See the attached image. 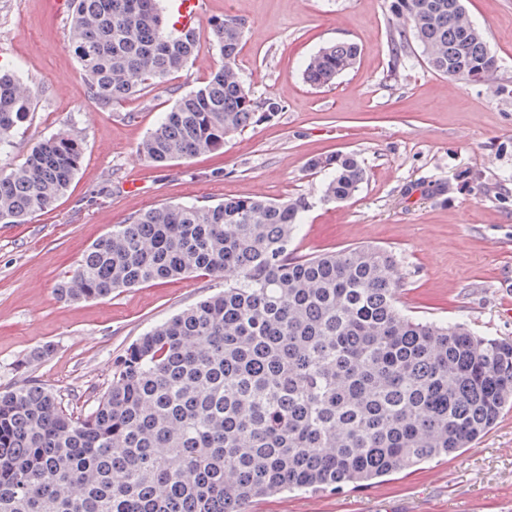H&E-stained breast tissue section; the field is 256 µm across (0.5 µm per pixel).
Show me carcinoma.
Returning <instances> with one entry per match:
<instances>
[{
  "label": "carcinoma",
  "mask_w": 512,
  "mask_h": 512,
  "mask_svg": "<svg viewBox=\"0 0 512 512\" xmlns=\"http://www.w3.org/2000/svg\"><path fill=\"white\" fill-rule=\"evenodd\" d=\"M74 54L103 104L168 81L196 53L161 0H70ZM393 65L414 43L427 67L465 84L496 61L463 0H390ZM224 64L179 97L139 146L162 165L216 151L271 120L236 58L245 24L211 21ZM352 42L321 48L305 79L351 68ZM33 108L28 84L0 73V149ZM83 154L60 130L0 172V223L25 224L67 190ZM323 198L343 202L365 169L355 153ZM305 200L169 203L114 224L57 286L69 301L182 277L224 289L152 326L117 358L93 408L76 416L35 383L0 391V512H247L260 497L323 492L446 459L512 403V340L468 324L409 316L399 260L382 247L297 255Z\"/></svg>",
  "instance_id": "obj_1"
}]
</instances>
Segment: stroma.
<instances>
[{
  "label": "stroma",
  "mask_w": 512,
  "mask_h": 512,
  "mask_svg": "<svg viewBox=\"0 0 512 512\" xmlns=\"http://www.w3.org/2000/svg\"><path fill=\"white\" fill-rule=\"evenodd\" d=\"M497 68L481 84L431 72L418 48L391 67L388 0H207L192 61L126 100H94L71 49L68 0H0V66L35 92L33 116L0 152V169L68 128L83 145L65 194L26 224H0V391L36 382L76 413L89 411L112 363L154 324L223 288L189 277L86 302L55 288L114 224L162 203L227 198L308 203L294 241L316 255L362 245L391 249L412 316L461 321L512 338V0H464ZM245 21L238 71L253 99L278 101L270 121L222 150L155 167L138 147L221 57L210 22ZM354 42L352 68L330 87L303 78L320 47ZM360 155L366 177L340 203L324 201L312 160ZM512 512V408L470 448L356 491L284 493L248 512Z\"/></svg>",
  "instance_id": "1"
}]
</instances>
